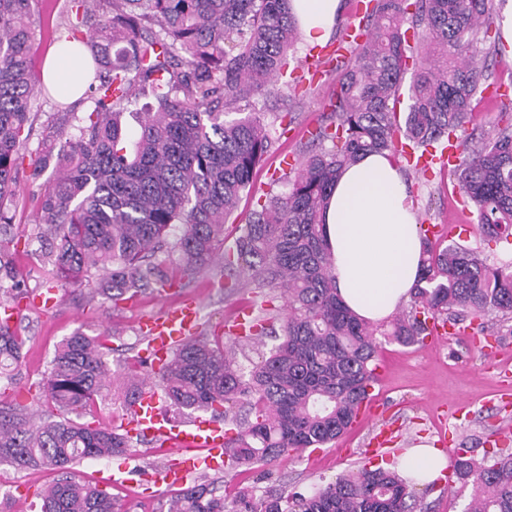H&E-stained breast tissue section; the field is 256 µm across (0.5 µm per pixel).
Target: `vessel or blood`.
<instances>
[{
	"instance_id": "b4317fda",
	"label": "vessel or blood",
	"mask_w": 512,
	"mask_h": 512,
	"mask_svg": "<svg viewBox=\"0 0 512 512\" xmlns=\"http://www.w3.org/2000/svg\"><path fill=\"white\" fill-rule=\"evenodd\" d=\"M365 39L363 21H353L348 24L339 43L314 51L304 63L312 82L323 79L327 60ZM456 142V137H449L447 147L439 153L431 150L418 154L406 147L401 156L408 166L425 172L437 164L450 167L456 162ZM201 329L200 306L193 300L166 309L159 316L142 322L141 331L146 343L144 353L153 371H160L174 349L197 338ZM472 333L473 328L469 325L434 321L430 324V334L425 342L432 345L457 336L467 338ZM124 428L130 435L158 440L173 451V459L154 470L152 480L155 487L168 490L178 488L185 484L189 473L201 468L218 470L224 465L229 435L223 422L205 414L187 422L172 419L160 406L156 394L148 392L142 396L126 419Z\"/></svg>"
}]
</instances>
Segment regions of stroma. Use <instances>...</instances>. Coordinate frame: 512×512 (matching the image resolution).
<instances>
[{
	"mask_svg": "<svg viewBox=\"0 0 512 512\" xmlns=\"http://www.w3.org/2000/svg\"><path fill=\"white\" fill-rule=\"evenodd\" d=\"M64 0H32L34 27L32 59L35 70H42L46 55L55 46L63 30L61 11ZM498 30L479 34V57L487 64L488 82L512 94V57L498 48ZM330 80L316 84L300 83L291 97L260 98L255 102L259 112L284 109L293 112L292 121L278 129L279 140L266 155L254 177V197L242 200L225 225L227 242H234L254 209L255 196L280 192L276 179L282 175L283 160L296 157L315 132L323 107L330 98ZM411 183L419 213L427 223L446 224L452 232L447 242H455L476 251L489 264L504 260V246L487 237L474 207L454 193L452 178L439 173L428 176L405 170ZM39 182L30 177L29 167H21L16 188L14 214L16 236L10 245L17 270L27 285L15 327L25 340L26 355L14 372L13 381H0V406L26 402L29 411L41 413L39 390L50 369L56 345L75 329L87 334L104 335L112 350L111 360L124 361L140 356L145 347L140 325L145 318L160 314L164 307L191 298L201 308V339L227 335L232 319L241 312L251 317L264 316L266 309L284 303L277 289L251 282L248 273L239 276L240 285H225L224 258L216 256L212 266L193 280H183L169 287L166 295H147L112 305L93 297L92 287L70 286L57 289L53 305L36 304V297L46 295L53 279L41 256V244L33 234ZM487 335L494 346L479 348L464 339H454L440 347L414 345L405 347L381 340L377 353V377L370 395L389 407L388 417L373 416L355 422L324 452L301 454L278 460L270 479L288 488L307 490L369 464L370 438L379 428L393 420L400 424L398 437L381 465H395L408 448L422 442L436 443L438 430L448 433L443 452L455 461L460 449H470L474 457L488 450L487 433L503 427L512 439V397L502 398L503 377L500 364L512 365V319L492 315L484 320ZM170 456L169 449L150 440H138L130 454L105 459L88 458L76 466L85 480L108 489L126 507L127 512H156L162 497L160 491L145 479L148 472L161 466ZM129 478L123 485L108 484L107 478L119 469ZM55 477L50 470L19 471L0 464V512H17L19 489L34 491L31 506H39L36 493ZM471 490L449 485L447 477H439L433 489L422 493L420 506L424 512H465Z\"/></svg>",
	"mask_w": 512,
	"mask_h": 512,
	"instance_id": "35a3bbf8",
	"label": "stroma"
}]
</instances>
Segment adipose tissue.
Wrapping results in <instances>:
<instances>
[{"instance_id":"1","label":"adipose tissue","mask_w":512,"mask_h":512,"mask_svg":"<svg viewBox=\"0 0 512 512\" xmlns=\"http://www.w3.org/2000/svg\"><path fill=\"white\" fill-rule=\"evenodd\" d=\"M299 32L312 45L328 39L341 13V0H291ZM84 65L77 56L52 48L44 80L61 95L83 90ZM323 222L333 255L337 292L361 318L387 320L411 298L421 275L422 244L417 212L406 180L386 156L371 153L348 167L338 179ZM422 467L423 482L437 480L448 461L421 443L399 459L402 476Z\"/></svg>"}]
</instances>
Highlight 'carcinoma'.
Here are the masks:
<instances>
[{
	"label": "carcinoma",
	"mask_w": 512,
	"mask_h": 512,
	"mask_svg": "<svg viewBox=\"0 0 512 512\" xmlns=\"http://www.w3.org/2000/svg\"><path fill=\"white\" fill-rule=\"evenodd\" d=\"M31 2L0 0V281H11L20 297L24 282L2 235L13 220L20 147L33 131L31 101L48 93L31 68ZM373 2L364 16L369 41L334 68L324 123L298 165L274 179L288 190L257 200L226 248L224 224L250 193L281 118L266 120L252 103L299 83L284 79L298 38L291 0H112L102 14L90 0H65L59 43L87 58L89 107L80 116L54 102L64 121L48 124L29 155L33 179L51 172L36 223L53 278L76 284L100 272L95 292L117 304L194 278L222 249L224 268L245 269L278 289L286 309L253 320L256 335L277 344L247 375L215 336L177 347L155 379L137 375L146 364L140 357L117 384L101 337L79 328L65 337L46 377L47 417L33 425L24 408H0V463L63 473L41 496L40 512H122L108 491L73 472L85 458L132 447L119 426L71 418L105 391L120 388L130 408L151 384L175 417L209 411L238 426L225 468L265 466L347 431L375 381L377 337L411 346L427 335L430 318L512 315V262L488 265L471 249L424 233L409 311L379 326L337 294L323 209L347 166L366 153L397 156L399 141L421 153L455 133V188L475 206L486 235L512 237V123L479 137L466 128L472 100L488 88L477 43L498 17L495 0ZM137 89L153 104L131 113L132 129L126 110ZM69 121L79 134L67 131ZM161 251L171 256L164 267L153 261ZM22 348L1 318L0 377L12 380ZM454 471L474 488L465 512H512V452L497 448L480 460L462 454ZM414 487L388 468L364 466L305 492L243 488L228 498L194 484L159 501L158 512H416Z\"/></svg>",
	"instance_id": "1"
}]
</instances>
